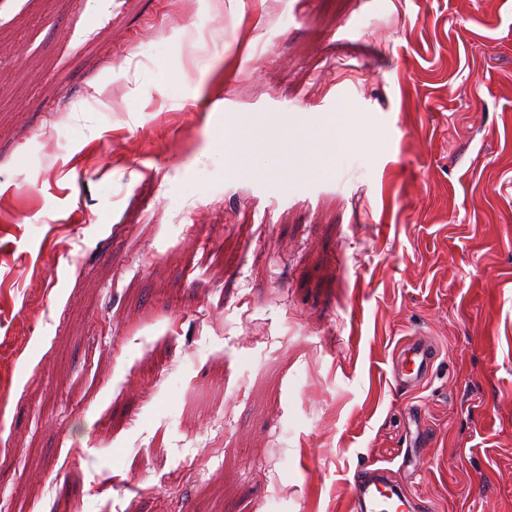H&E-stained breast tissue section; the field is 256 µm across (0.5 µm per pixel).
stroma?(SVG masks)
<instances>
[{"mask_svg":"<svg viewBox=\"0 0 512 512\" xmlns=\"http://www.w3.org/2000/svg\"><path fill=\"white\" fill-rule=\"evenodd\" d=\"M370 463L512 512V0H0V512ZM435 352L430 343L421 339L408 341L396 362L394 380L399 387L419 386L432 365Z\"/></svg>","mask_w":512,"mask_h":512,"instance_id":"1","label":"stroma"}]
</instances>
